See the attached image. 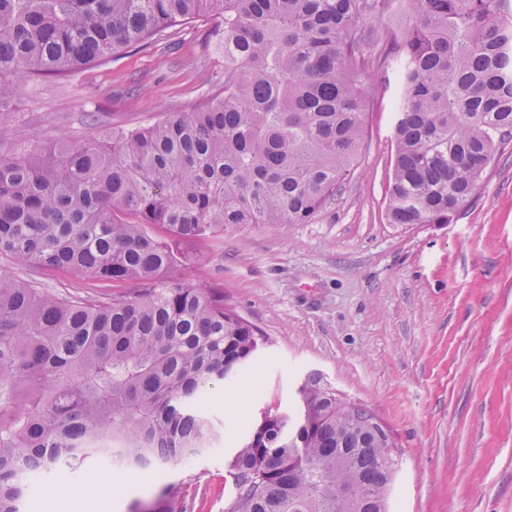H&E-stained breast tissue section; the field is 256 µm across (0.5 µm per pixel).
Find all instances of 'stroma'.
<instances>
[{
    "label": "stroma",
    "mask_w": 512,
    "mask_h": 512,
    "mask_svg": "<svg viewBox=\"0 0 512 512\" xmlns=\"http://www.w3.org/2000/svg\"><path fill=\"white\" fill-rule=\"evenodd\" d=\"M209 31L176 27L67 81L22 83L0 115V151L22 157L102 122L190 111L224 75ZM369 87L355 172L309 223L238 224L195 245L191 275L219 283L225 303L269 339L211 390L216 439L144 479L98 466L75 483L58 473L51 512H70L76 491L92 496L79 512H130L165 484L180 489L177 512H227L228 455L262 413L291 411L314 372L392 433V512H512V143L449 223H389L393 71L372 70Z\"/></svg>",
    "instance_id": "obj_1"
}]
</instances>
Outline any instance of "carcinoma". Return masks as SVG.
Masks as SVG:
<instances>
[{"label": "carcinoma", "mask_w": 512, "mask_h": 512, "mask_svg": "<svg viewBox=\"0 0 512 512\" xmlns=\"http://www.w3.org/2000/svg\"><path fill=\"white\" fill-rule=\"evenodd\" d=\"M404 12L407 25L384 21ZM214 22L224 80L189 112L99 127L25 158L0 151V512H25V471L97 459L182 463L206 448L209 385L262 331L174 248L229 224H307L354 173L368 70L395 65L392 224H446L512 141V0H0V115L22 81L67 77ZM52 272L94 281L42 287ZM304 425L267 413L227 462L228 512H390L392 455L316 374ZM348 489L336 508V487ZM168 484L151 512H173Z\"/></svg>", "instance_id": "obj_1"}]
</instances>
